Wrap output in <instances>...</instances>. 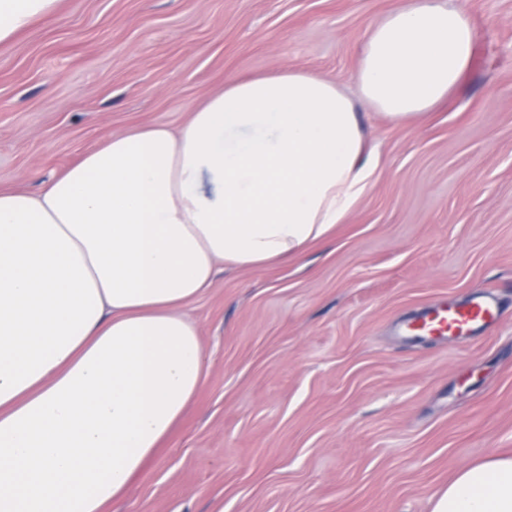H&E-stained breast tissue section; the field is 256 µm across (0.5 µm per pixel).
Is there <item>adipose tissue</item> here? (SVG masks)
I'll return each instance as SVG.
<instances>
[{"label":"adipose tissue","mask_w":512,"mask_h":512,"mask_svg":"<svg viewBox=\"0 0 512 512\" xmlns=\"http://www.w3.org/2000/svg\"><path fill=\"white\" fill-rule=\"evenodd\" d=\"M61 0H0V44ZM464 7L371 26L360 92L424 118L470 64ZM380 157L333 81L232 79L179 128L107 137L40 191L0 189V512H110L210 367L184 314L225 269L285 264L345 223ZM432 512H512V457L461 469Z\"/></svg>","instance_id":"adipose-tissue-1"}]
</instances>
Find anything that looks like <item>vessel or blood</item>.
I'll use <instances>...</instances> for the list:
<instances>
[{"mask_svg":"<svg viewBox=\"0 0 512 512\" xmlns=\"http://www.w3.org/2000/svg\"><path fill=\"white\" fill-rule=\"evenodd\" d=\"M499 316L494 295L473 296L466 302L430 310L408 323V332L421 336L462 338L493 327Z\"/></svg>","mask_w":512,"mask_h":512,"instance_id":"1","label":"vessel or blood"}]
</instances>
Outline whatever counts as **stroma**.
Returning <instances> with one entry per match:
<instances>
[{
    "instance_id": "stroma-1",
    "label": "stroma",
    "mask_w": 512,
    "mask_h": 512,
    "mask_svg": "<svg viewBox=\"0 0 512 512\" xmlns=\"http://www.w3.org/2000/svg\"><path fill=\"white\" fill-rule=\"evenodd\" d=\"M402 0H62L0 44V189L38 190L108 135L182 125L229 78L336 81L382 165L330 237L220 273L186 314L213 364L112 512H431L512 456V0H474L457 88L395 124L359 94L367 29ZM493 292L463 341L399 334Z\"/></svg>"
}]
</instances>
